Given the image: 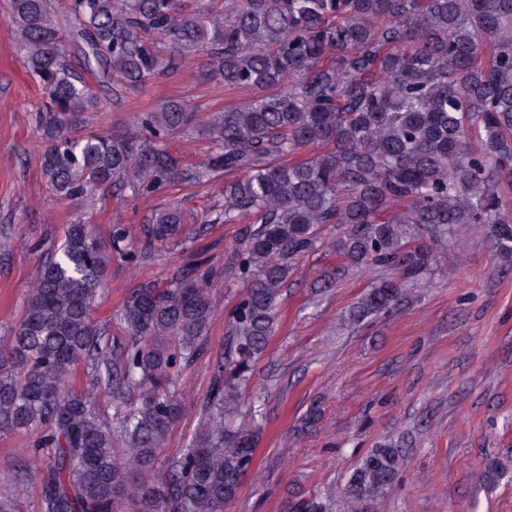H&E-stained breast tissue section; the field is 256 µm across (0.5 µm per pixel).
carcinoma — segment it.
Returning <instances> with one entry per match:
<instances>
[{
    "mask_svg": "<svg viewBox=\"0 0 512 512\" xmlns=\"http://www.w3.org/2000/svg\"><path fill=\"white\" fill-rule=\"evenodd\" d=\"M8 2L23 65L42 82L40 171L58 198L91 204L104 188L136 197L237 173L224 184V223L247 215L250 225L224 263V279L248 285L198 431L162 468L158 451L181 415L171 386L203 350L213 272L178 269L132 290L114 318L130 340L111 343L93 310L112 252H128L127 231L112 225L106 244L89 224L66 225L0 350V433L34 432L32 452L54 453L0 488V512L31 481L41 512H224L255 452L256 413L238 419L239 388L274 334L295 261L325 224L347 225L336 247L350 266L399 270L361 297L354 323L396 309L431 263L426 240L460 224L492 225L512 257V209L491 180L512 182V0H227L219 12L183 0H69L66 19L56 0ZM200 53L204 78L264 91L210 115L205 162L182 166L165 145L199 125L180 99L137 115L135 133H81L96 105L85 74L132 92ZM285 81L287 91H272ZM182 224L177 207L161 209L149 239L173 240ZM79 363L92 382L83 394L70 385ZM98 391L111 395L112 414ZM399 461L391 445L373 449L351 480L348 512L382 498Z\"/></svg>",
    "mask_w": 512,
    "mask_h": 512,
    "instance_id": "1",
    "label": "carcinoma"
}]
</instances>
